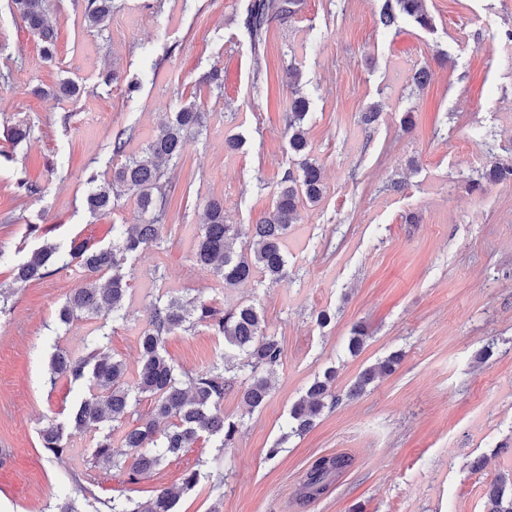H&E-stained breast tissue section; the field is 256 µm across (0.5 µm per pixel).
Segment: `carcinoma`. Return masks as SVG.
Instances as JSON below:
<instances>
[{
    "instance_id": "cac0c4a2",
    "label": "carcinoma",
    "mask_w": 512,
    "mask_h": 512,
    "mask_svg": "<svg viewBox=\"0 0 512 512\" xmlns=\"http://www.w3.org/2000/svg\"><path fill=\"white\" fill-rule=\"evenodd\" d=\"M11 2L37 37L45 58H53L58 31L46 17V0ZM296 6L297 0H253L245 19L253 45L263 43L270 20L293 14ZM399 13L422 29L433 27L425 0H385L378 25L392 28ZM111 15L112 0H85L84 20L88 27H100ZM291 109L288 149L301 158L300 171L296 176L288 173L281 181L273 216L244 229L224 223V200L213 197L205 204V222L193 254L199 265L211 269L226 286L247 282L257 273L272 282L280 281L286 274L288 228L296 220L299 207L315 204L322 196L321 167L305 157L307 140L302 122L307 115V100L294 99ZM202 126L203 112L193 106L182 107L158 128L140 154L127 157L112 169L110 179L100 183L98 175L88 177L93 188L85 205L94 216L112 213L125 195L137 200L141 222L120 232L118 244L94 247L84 241L65 246L46 242L13 268V281L22 285L40 282L57 270L74 265L83 273V282L57 309L58 323L68 326L78 319L96 317L124 319L122 311L131 290L124 266L129 258L159 246L163 238L169 181L162 163L179 157L185 138ZM198 325L224 337V343L238 351L241 361L236 367L246 373L242 386L244 403L259 407L270 390L266 373L280 365L283 348L276 337L265 334L257 308L243 304L229 310L218 309L204 301L172 297L164 303H153L149 310L146 325L139 333L138 370L131 381L125 363L100 344L81 356L65 348L55 349L48 362L50 385L66 378L80 383L86 393L65 419H46L40 430L41 448L58 458L74 437L89 431L93 433L94 463L119 469L125 472L128 482L134 483L203 437H217L220 447H229L238 432V423L226 420L221 410L224 371L228 367L214 365L195 374H179L165 355L167 336ZM399 361L400 355L392 354L362 371L348 396L362 394L376 378L391 374ZM335 378L336 372L327 370L293 404L286 436L305 434L326 407V399L339 400L332 393ZM140 394L153 398V408L123 431L125 451L119 453L112 448V430L115 424L130 418L132 400ZM349 465L350 459L345 455L317 459L302 483V497L315 499L324 494L331 477ZM80 492L83 499L64 500L56 505L57 512H82L85 505L94 506L93 512H176L178 502V496L169 490L157 491L144 503L130 496L101 499L85 487ZM487 512H512V487H506L502 478L489 490Z\"/></svg>"
}]
</instances>
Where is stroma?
<instances>
[{"label": "stroma", "instance_id": "stroma-1", "mask_svg": "<svg viewBox=\"0 0 512 512\" xmlns=\"http://www.w3.org/2000/svg\"><path fill=\"white\" fill-rule=\"evenodd\" d=\"M250 2L114 0L106 26L90 29L84 0H47L59 32L48 61L0 0V286L13 288L12 268L43 242L106 246L113 225L137 223L131 197L91 215L87 178L120 164L117 132L132 130L126 152L140 154L192 104L205 126L166 166L164 243L127 263L126 318L106 323L104 344L135 373L150 305L186 296L220 309L254 304L283 347L261 406L247 409L240 380L226 387L221 409L239 425L229 448L200 439L131 484L92 465L87 439L58 459L39 444L43 416L66 417L83 394L46 381L55 346L83 354L93 343V321H56L73 271L13 289L0 316V512H55L83 485L103 499L178 488V512H486L488 486L512 479V181L487 177L512 166V0H425L429 30L404 16L378 27L385 0H300L257 48L244 27ZM216 69L219 87L207 81ZM422 70L430 80L420 87ZM64 81L80 95L53 96ZM298 95L309 101L322 199L289 228L280 282L225 287L192 257L204 204L223 199L230 224L269 217L282 178L299 170L285 134ZM373 105L379 117L365 123ZM20 120L32 132L15 143L6 130ZM25 178L39 193L18 190ZM357 324L368 339L353 356ZM166 351L177 370L195 372L220 359L224 339L199 326L169 336ZM395 351L393 374L347 398L360 372ZM330 367L340 402L287 436L291 406ZM336 454L350 467L325 494L302 498L312 463ZM188 470L200 479L185 491Z\"/></svg>", "mask_w": 512, "mask_h": 512}]
</instances>
